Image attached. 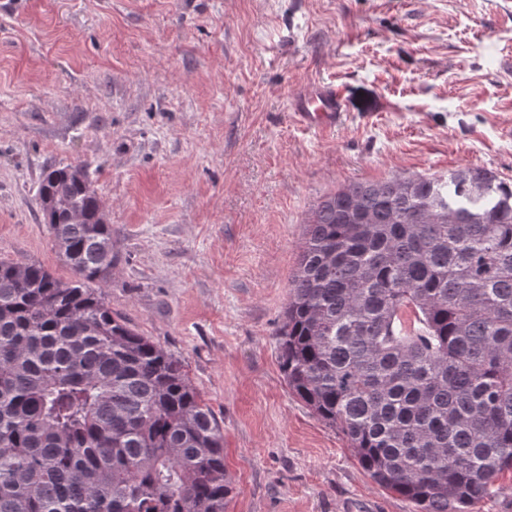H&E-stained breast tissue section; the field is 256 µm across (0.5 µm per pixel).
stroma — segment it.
Instances as JSON below:
<instances>
[{"label": "stroma", "instance_id": "1", "mask_svg": "<svg viewBox=\"0 0 512 512\" xmlns=\"http://www.w3.org/2000/svg\"><path fill=\"white\" fill-rule=\"evenodd\" d=\"M512 0H0V259L69 279L42 222L81 165L113 313L224 428L226 512H412L288 388L275 332L328 194L485 168L512 183ZM343 86L322 133L294 100Z\"/></svg>", "mask_w": 512, "mask_h": 512}]
</instances>
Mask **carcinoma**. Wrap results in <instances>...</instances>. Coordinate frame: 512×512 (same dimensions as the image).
Here are the masks:
<instances>
[{
    "label": "carcinoma",
    "mask_w": 512,
    "mask_h": 512,
    "mask_svg": "<svg viewBox=\"0 0 512 512\" xmlns=\"http://www.w3.org/2000/svg\"><path fill=\"white\" fill-rule=\"evenodd\" d=\"M70 267L0 261V512H225L224 430L183 364L112 315L92 182L44 173ZM285 381L413 512L512 469V184L487 169L319 203L276 331Z\"/></svg>",
    "instance_id": "obj_1"
}]
</instances>
